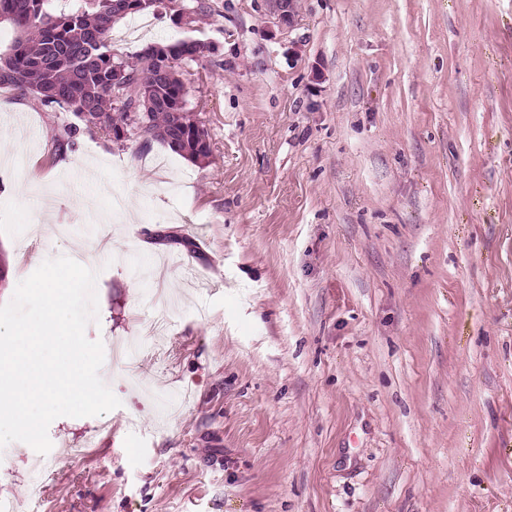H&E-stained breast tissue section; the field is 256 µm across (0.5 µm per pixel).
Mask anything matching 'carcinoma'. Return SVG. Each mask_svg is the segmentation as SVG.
<instances>
[{
	"instance_id": "1",
	"label": "carcinoma",
	"mask_w": 512,
	"mask_h": 512,
	"mask_svg": "<svg viewBox=\"0 0 512 512\" xmlns=\"http://www.w3.org/2000/svg\"><path fill=\"white\" fill-rule=\"evenodd\" d=\"M51 0H0L9 14L3 23L15 31L0 46V88L29 95L43 104L67 106L80 124L69 123L55 135L54 152L63 154L80 132L100 133L112 141H156L195 164L209 160L210 135L186 108L185 66L204 56L207 46L191 41L164 58L149 43L125 59L112 51V28L131 15L155 12L165 0L132 9L126 0H78L67 10H51ZM125 66V85L112 88V65ZM57 91L51 100L44 89Z\"/></svg>"
}]
</instances>
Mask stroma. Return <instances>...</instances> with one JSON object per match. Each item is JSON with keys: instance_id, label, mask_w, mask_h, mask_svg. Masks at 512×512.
<instances>
[{"instance_id": "obj_1", "label": "stroma", "mask_w": 512, "mask_h": 512, "mask_svg": "<svg viewBox=\"0 0 512 512\" xmlns=\"http://www.w3.org/2000/svg\"><path fill=\"white\" fill-rule=\"evenodd\" d=\"M194 8L191 25L177 21ZM212 155L0 90V250L82 252L122 405L15 442L16 512H512V0H170ZM97 430L96 447L83 446Z\"/></svg>"}]
</instances>
